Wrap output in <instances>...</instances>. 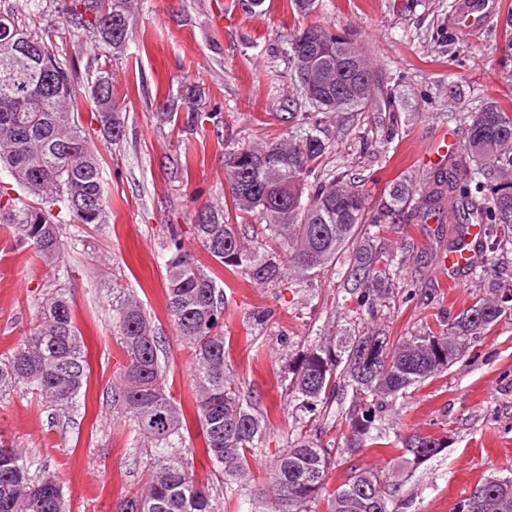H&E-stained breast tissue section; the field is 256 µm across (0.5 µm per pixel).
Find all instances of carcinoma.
<instances>
[{"instance_id": "obj_1", "label": "carcinoma", "mask_w": 512, "mask_h": 512, "mask_svg": "<svg viewBox=\"0 0 512 512\" xmlns=\"http://www.w3.org/2000/svg\"><path fill=\"white\" fill-rule=\"evenodd\" d=\"M135 0H69L62 24L103 49L94 80L77 87L71 70L52 46L15 18L0 12V224L16 242L49 267L63 262L69 243L63 224L108 223L112 205L102 175V158L89 129L79 119L77 102L85 98L102 135L118 140L124 119L112 99V56L132 34ZM36 45L33 53L13 57L12 35ZM329 49L317 60L298 57L293 42ZM288 56L301 94L320 112L362 110L375 100L370 62L346 29L314 23L290 35ZM196 92L167 98L161 116L181 109L184 124L197 128L210 119L200 112ZM467 138L447 160L434 167L418 191L398 181L370 212L367 198L345 176L320 181L305 194L328 146L307 132L299 138L245 146L229 156L224 205L206 206L190 230L224 269L253 282L276 286L288 275L319 276L336 266L349 245L350 294L355 311L374 312L390 294L394 256L366 239L370 229L401 221L425 224L438 217L451 224L448 250L466 246L464 228L484 227L475 244L477 258L490 260L512 245V109L488 102L464 117ZM261 221L244 242L236 218ZM279 247L260 251L259 240ZM166 310L177 336L192 351L191 396L204 451L224 475V503L235 500L237 485L250 480V460L262 447L267 418L244 404L242 386L228 364L230 342L224 336V287L219 276L198 265L184 248L182 230L166 236ZM512 315L507 299L477 296L455 316L427 325L424 332L393 342L377 329L326 338L290 357L289 394L309 417L322 416L351 395L341 418L349 433L324 440L303 420L277 457L261 493L262 512H312L324 500L327 512H399L395 483L351 464L365 448H391L387 413L407 390L448 370L469 345ZM113 331L124 354L122 384L112 403L135 423L134 444L148 442L163 451L184 441L188 417L181 400L166 390L165 341L158 336L142 300L127 294L112 307ZM87 349L62 293L45 295L35 324L6 360L0 361V392L18 384L38 402L65 412L87 383ZM406 472L415 473L439 455L445 441L409 434L397 436ZM347 466L344 482L328 487L329 472ZM33 461L0 440V512H68L55 477L36 478ZM115 512H216L210 489L197 482L184 463L158 457L143 485L124 495ZM457 512H512V478L480 480Z\"/></svg>"}]
</instances>
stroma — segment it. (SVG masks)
Instances as JSON below:
<instances>
[{"mask_svg": "<svg viewBox=\"0 0 512 512\" xmlns=\"http://www.w3.org/2000/svg\"><path fill=\"white\" fill-rule=\"evenodd\" d=\"M456 2L316 0L301 16L288 0H265L256 13L244 0H137L132 36L112 61V92L125 132L117 142L95 139L115 204L111 223L64 225L73 248L57 271L35 265L0 226V360L33 326L45 294L56 289L69 299L88 344L87 391L68 414L42 406L21 385L0 394V439L24 448L36 465L58 477L70 512H112L121 495L140 488L158 456L150 445L132 444L131 417L112 405L123 362L112 307L124 292L139 295L166 341L169 390L182 399L190 395L191 352L165 306L167 227H183L186 249L205 269L217 270L187 227L197 208L223 200L229 153L317 126L328 145L319 179L352 174L374 205L395 181L422 188L432 166L424 155L436 138L447 134L463 142L465 131L453 113L490 101L512 105V35L504 25L512 0H501L499 11L470 34L451 22ZM67 4L47 0L36 17L29 16L24 0H0V10H14L38 34L50 36L59 59L82 82L94 68L96 48L62 28ZM318 20L356 33L398 111L377 105L320 113L300 94L286 37ZM187 84L196 87L200 109L212 115L193 130L157 115L165 96ZM380 241L407 253L392 294L371 316L351 311L349 290L338 275L277 286L230 279L224 317L230 364L244 391L268 412L269 429L252 460L256 480L264 479L286 448L301 416L287 389L290 354L326 336L368 329L386 330L401 341L426 322L456 315L474 297L512 285L510 252L459 272L458 287H445L436 267L448 227L437 221L394 225L381 232ZM415 287L437 295L417 305L406 297ZM262 310L270 313L267 323L252 327L253 314ZM389 424L396 434L448 443L398 487L405 512H456L482 478L512 476V317L446 372L409 389ZM172 454L223 500L224 482L204 455L199 432Z\"/></svg>", "mask_w": 512, "mask_h": 512, "instance_id": "35a3bbf8", "label": "stroma"}]
</instances>
